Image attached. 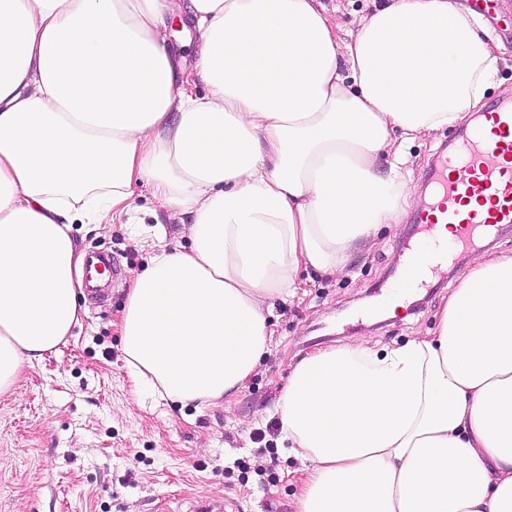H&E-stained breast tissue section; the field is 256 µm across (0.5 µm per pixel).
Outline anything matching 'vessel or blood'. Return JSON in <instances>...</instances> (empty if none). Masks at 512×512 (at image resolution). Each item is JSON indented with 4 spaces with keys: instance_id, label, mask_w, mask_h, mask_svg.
Here are the masks:
<instances>
[{
    "instance_id": "obj_1",
    "label": "vessel or blood",
    "mask_w": 512,
    "mask_h": 512,
    "mask_svg": "<svg viewBox=\"0 0 512 512\" xmlns=\"http://www.w3.org/2000/svg\"><path fill=\"white\" fill-rule=\"evenodd\" d=\"M487 114L491 130L472 128L450 152L435 157L426 174L431 201L416 217L429 230L448 225L457 247L473 246L512 224V107L493 106ZM120 276L111 251L88 252L84 280L91 298L106 301Z\"/></svg>"
}]
</instances>
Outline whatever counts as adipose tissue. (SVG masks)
<instances>
[{
	"mask_svg": "<svg viewBox=\"0 0 512 512\" xmlns=\"http://www.w3.org/2000/svg\"><path fill=\"white\" fill-rule=\"evenodd\" d=\"M498 64L464 0H383L347 36L322 0H0V391L80 323L74 225L147 187L190 245L143 239L125 366L176 403L232 396L272 299L417 202L378 159L457 122ZM278 414L296 512H512V255L475 253L432 334L302 357ZM172 35L174 38H170V42L177 57L188 63L193 61L199 50V38L194 33H192L190 41L186 40L187 37L182 33L174 32Z\"/></svg>",
	"mask_w": 512,
	"mask_h": 512,
	"instance_id": "ef3b65f1",
	"label": "adipose tissue"
}]
</instances>
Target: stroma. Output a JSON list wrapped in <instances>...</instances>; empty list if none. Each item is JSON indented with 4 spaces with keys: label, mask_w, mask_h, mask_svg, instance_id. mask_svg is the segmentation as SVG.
<instances>
[{
    "label": "stroma",
    "mask_w": 512,
    "mask_h": 512,
    "mask_svg": "<svg viewBox=\"0 0 512 512\" xmlns=\"http://www.w3.org/2000/svg\"><path fill=\"white\" fill-rule=\"evenodd\" d=\"M483 21L500 47L496 79L511 87L512 0H499ZM454 134L449 126L404 145L413 183ZM155 208L145 189L131 201V223L75 225L79 249L111 250L122 280L108 301L83 302L80 327L0 392V512H188L201 498L222 500L223 512H295L303 465L275 413L292 366L360 338L395 347L425 335L468 271L453 249L457 266L434 269L413 302L366 316L396 289L420 232L407 208L401 225H381L374 248H350L344 274L309 270L306 288L273 300L268 350L229 403L183 406L136 386L117 327L132 274L150 261L141 234L154 226Z\"/></svg>",
    "instance_id": "stroma-1"
}]
</instances>
